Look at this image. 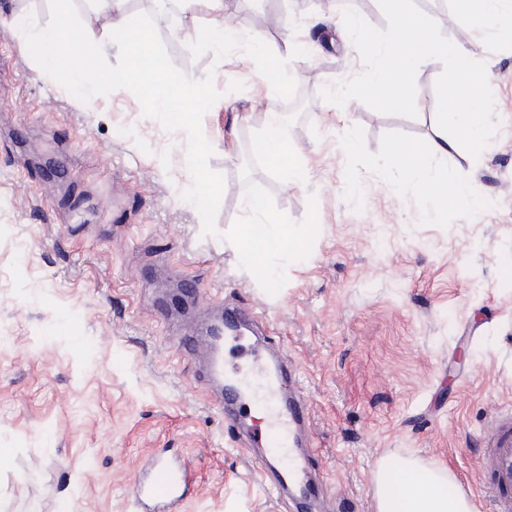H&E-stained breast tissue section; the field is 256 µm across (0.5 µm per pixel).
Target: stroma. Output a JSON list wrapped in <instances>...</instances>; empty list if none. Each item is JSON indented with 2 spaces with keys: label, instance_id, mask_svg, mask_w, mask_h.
I'll return each instance as SVG.
<instances>
[{
  "label": "stroma",
  "instance_id": "stroma-1",
  "mask_svg": "<svg viewBox=\"0 0 512 512\" xmlns=\"http://www.w3.org/2000/svg\"><path fill=\"white\" fill-rule=\"evenodd\" d=\"M223 2L244 38L221 52L194 37L205 5L174 27L158 23L160 0L125 5L152 26L166 74L202 84L208 104L182 130L133 86L83 98L0 31V512H157L132 496L156 460L191 471L179 512H301L247 442L261 401L244 394L225 416L203 360L181 352L187 328L242 305L260 314L256 344L292 363L281 397L311 404L307 454L329 512H375L377 463L411 457L449 469L484 512L482 433L512 407V22L475 47L499 122L490 150L447 157L493 206L442 228L368 172L362 210L344 197L345 128L361 126L373 152L390 131L431 135L432 100L410 118L320 95L364 70L343 9L383 29L378 0ZM415 2L471 40L455 4ZM271 55L288 57L301 95L288 115L309 172L299 187L254 149L281 102L255 81ZM198 168L221 185L204 213L187 200ZM251 195L313 230L306 253L274 257L271 289L231 245Z\"/></svg>",
  "mask_w": 512,
  "mask_h": 512
}]
</instances>
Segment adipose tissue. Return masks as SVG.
Here are the masks:
<instances>
[{
    "instance_id": "1",
    "label": "adipose tissue",
    "mask_w": 512,
    "mask_h": 512,
    "mask_svg": "<svg viewBox=\"0 0 512 512\" xmlns=\"http://www.w3.org/2000/svg\"><path fill=\"white\" fill-rule=\"evenodd\" d=\"M71 0H57L51 24L30 25L14 16L0 20V28L20 34L38 71L64 72L83 96L94 92V81H106L118 88L137 86L145 102L163 112L168 123L183 127L187 115L181 102L191 99L203 106L202 88L191 76L170 80L152 49L151 29L135 28L123 13V0H112V19L107 31H99L94 19L76 18ZM212 14L209 24L196 30V39L209 47H223L242 40L243 35L224 17L223 0H202ZM458 11L467 17L483 38H493L496 24L512 20V0H455ZM116 50L124 59L123 67L103 74L95 69L96 53ZM258 151L274 168L283 184L297 186L307 178V170L290 148L286 116L270 111L264 130L256 143ZM251 215L239 225L237 245L252 276L265 286L278 281V271L270 256L276 251L298 253L304 250L307 231L280 223L270 213L263 197L246 202ZM376 512H473L465 492L449 494L446 473L413 462L396 465L380 462L374 472Z\"/></svg>"
}]
</instances>
